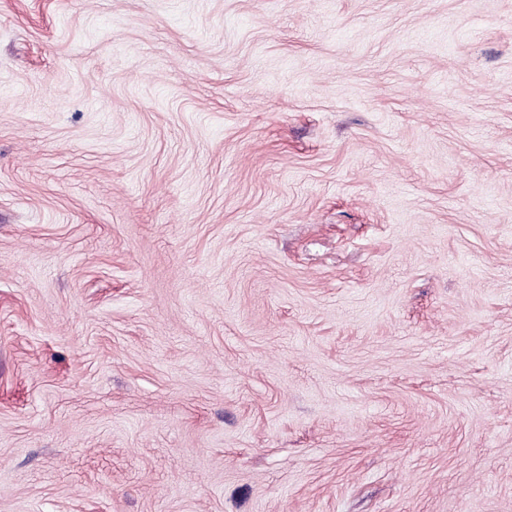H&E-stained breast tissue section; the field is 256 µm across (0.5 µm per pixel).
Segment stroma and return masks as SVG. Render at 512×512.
<instances>
[{
    "label": "stroma",
    "instance_id": "1",
    "mask_svg": "<svg viewBox=\"0 0 512 512\" xmlns=\"http://www.w3.org/2000/svg\"><path fill=\"white\" fill-rule=\"evenodd\" d=\"M0 512H512V0H0Z\"/></svg>",
    "mask_w": 512,
    "mask_h": 512
}]
</instances>
